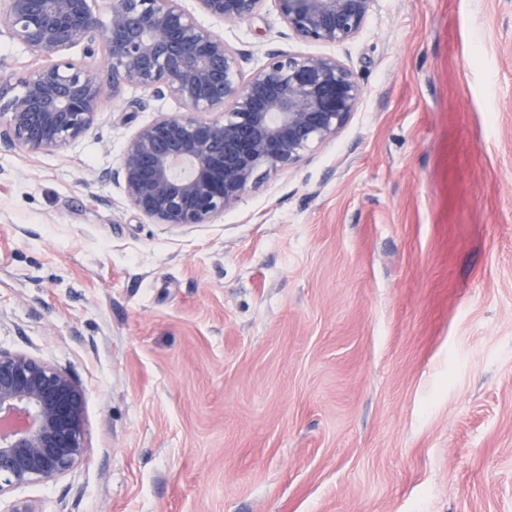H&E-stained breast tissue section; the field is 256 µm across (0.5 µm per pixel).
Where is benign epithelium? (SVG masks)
I'll return each mask as SVG.
<instances>
[{
	"mask_svg": "<svg viewBox=\"0 0 512 512\" xmlns=\"http://www.w3.org/2000/svg\"><path fill=\"white\" fill-rule=\"evenodd\" d=\"M226 25L265 0H197ZM288 31L318 44L353 41L374 0H274ZM0 36L47 62L22 90L0 92V140L31 152L62 149L93 127L101 102L127 87L170 98L127 140L109 178L154 224H209L268 175L292 169L333 138L364 90L334 56L274 52L246 76L240 53L180 0H0ZM83 44V59L71 50ZM85 394L65 370L0 350V497L56 479L86 457Z\"/></svg>",
	"mask_w": 512,
	"mask_h": 512,
	"instance_id": "benign-epithelium-1",
	"label": "benign epithelium"
}]
</instances>
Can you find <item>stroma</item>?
I'll use <instances>...</instances> for the list:
<instances>
[{"label":"stroma","instance_id":"35a3bbf8","mask_svg":"<svg viewBox=\"0 0 512 512\" xmlns=\"http://www.w3.org/2000/svg\"><path fill=\"white\" fill-rule=\"evenodd\" d=\"M242 56H336V138L208 224L108 176L170 99L125 89L66 148L0 144V349L68 371L86 457L38 512H512V0H375L336 46L274 0Z\"/></svg>","mask_w":512,"mask_h":512}]
</instances>
